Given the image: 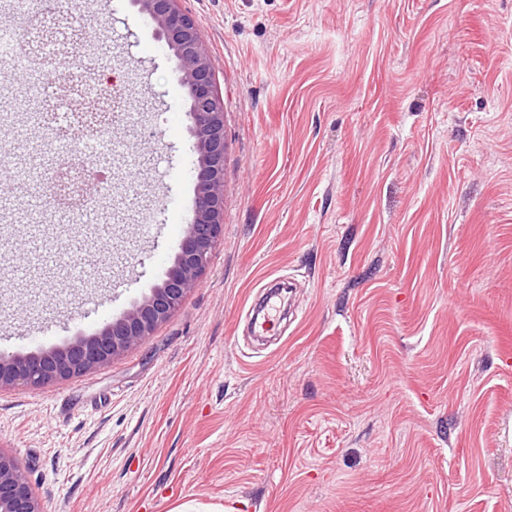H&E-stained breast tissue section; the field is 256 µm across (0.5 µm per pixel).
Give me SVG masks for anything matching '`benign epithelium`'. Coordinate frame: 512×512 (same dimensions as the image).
I'll return each instance as SVG.
<instances>
[{"mask_svg": "<svg viewBox=\"0 0 512 512\" xmlns=\"http://www.w3.org/2000/svg\"><path fill=\"white\" fill-rule=\"evenodd\" d=\"M181 0H134L139 12L167 44L180 74L188 100L190 148L195 205L165 278L150 293L134 302L122 315L91 336H77L48 350L0 356V387L41 386L68 379L110 363L141 344L182 305L197 287L210 264L213 249L224 236V165L227 143L224 100L216 87L208 50L194 19L181 8ZM68 31L55 27L40 40L32 34L31 21L22 17L19 45L35 57L40 76H60L71 59L60 56ZM79 175L83 196L89 197L93 168L62 159L47 169L41 180L51 182L45 211H57L56 200L69 193L71 174ZM0 512H43L25 467L18 458L0 449Z\"/></svg>", "mask_w": 512, "mask_h": 512, "instance_id": "benign-epithelium-1", "label": "benign epithelium"}]
</instances>
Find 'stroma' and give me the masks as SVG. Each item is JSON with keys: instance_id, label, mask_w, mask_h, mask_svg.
Returning <instances> with one entry per match:
<instances>
[{"instance_id": "1", "label": "stroma", "mask_w": 512, "mask_h": 512, "mask_svg": "<svg viewBox=\"0 0 512 512\" xmlns=\"http://www.w3.org/2000/svg\"><path fill=\"white\" fill-rule=\"evenodd\" d=\"M132 103L112 200L40 218L59 152L0 67V354L99 331L193 215L188 100L132 0H76ZM224 99V237L110 364L0 389L46 512H512V0H181Z\"/></svg>"}]
</instances>
